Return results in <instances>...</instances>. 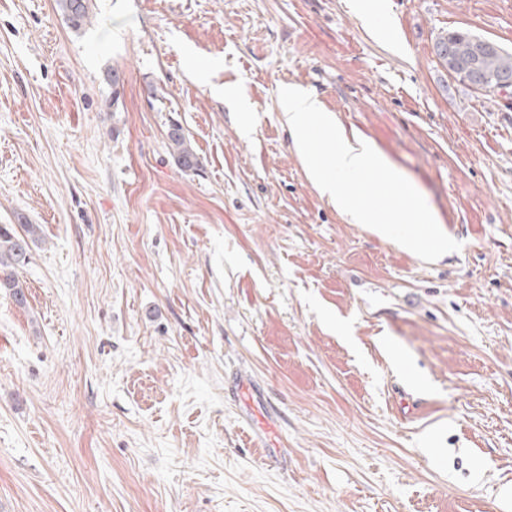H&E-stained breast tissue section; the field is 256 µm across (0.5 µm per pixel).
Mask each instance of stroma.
I'll return each instance as SVG.
<instances>
[{
  "instance_id": "obj_1",
  "label": "stroma",
  "mask_w": 512,
  "mask_h": 512,
  "mask_svg": "<svg viewBox=\"0 0 512 512\" xmlns=\"http://www.w3.org/2000/svg\"><path fill=\"white\" fill-rule=\"evenodd\" d=\"M349 2L93 0L75 30L0 0V225L40 227L26 307L0 289V512H512V94L433 53L512 51V0ZM290 84L460 249L422 261L321 196ZM473 36L478 35L463 30H450L438 36L433 45V52L440 65L448 72V76L479 93L499 91L476 89V83L493 86L504 80L511 81V85L507 88L511 91L512 52L504 50L491 41L497 49L481 52L479 57L477 51L480 48L474 44ZM448 49L451 51L449 57ZM474 64L477 65V72L473 71ZM167 139L182 170L197 169L199 160L183 128L175 124L170 125ZM226 387L228 391L232 392L234 397H238L239 393H251V401L249 399L248 401L244 402V406L251 413L257 414L256 412L253 411L255 409L254 405H257L259 408H262V400L257 395L254 387L247 378L241 375H235L228 381Z\"/></svg>"
}]
</instances>
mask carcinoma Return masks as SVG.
Masks as SVG:
<instances>
[{
	"instance_id": "obj_1",
	"label": "carcinoma",
	"mask_w": 512,
	"mask_h": 512,
	"mask_svg": "<svg viewBox=\"0 0 512 512\" xmlns=\"http://www.w3.org/2000/svg\"><path fill=\"white\" fill-rule=\"evenodd\" d=\"M57 4L73 29L81 28L90 19L93 0H57ZM478 50L473 33L463 30H450L438 36L433 45L435 57L448 76L472 89L477 83L493 86L504 80L512 81V52L500 46L481 55L477 54ZM167 139L183 170H194L199 166L182 127L170 125ZM21 229L19 233L12 227L0 226V273L9 271L5 277H0V288L8 289L14 302L24 306L27 304L25 292L12 277V271L30 263L31 243L38 239L39 227L23 224Z\"/></svg>"
}]
</instances>
